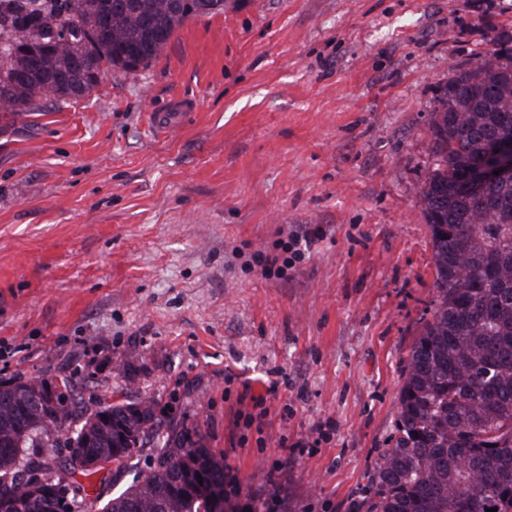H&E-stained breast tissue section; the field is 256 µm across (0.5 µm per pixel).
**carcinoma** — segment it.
<instances>
[{
    "instance_id": "cac0c4a2",
    "label": "carcinoma",
    "mask_w": 512,
    "mask_h": 512,
    "mask_svg": "<svg viewBox=\"0 0 512 512\" xmlns=\"http://www.w3.org/2000/svg\"><path fill=\"white\" fill-rule=\"evenodd\" d=\"M224 0H14L0 11V113L19 116L89 96L111 71L156 59L187 21ZM79 88L59 82L74 59ZM436 165L421 188L436 296L410 345L388 447L369 476L366 512H512V177L470 194L462 181L492 138L512 140V38L456 70L432 112ZM0 383V512H67L55 499L65 468L98 512H224V459L197 430L151 443L157 402L103 406L70 397L55 415L30 405L47 386ZM78 448L81 460L59 457ZM149 449L152 465L103 499L116 468ZM47 484L33 498L21 473Z\"/></svg>"
}]
</instances>
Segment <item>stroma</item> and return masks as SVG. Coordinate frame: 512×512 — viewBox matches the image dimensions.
Segmentation results:
<instances>
[{
    "instance_id": "obj_1",
    "label": "stroma",
    "mask_w": 512,
    "mask_h": 512,
    "mask_svg": "<svg viewBox=\"0 0 512 512\" xmlns=\"http://www.w3.org/2000/svg\"><path fill=\"white\" fill-rule=\"evenodd\" d=\"M498 34L512 0H230L91 96L0 116V380L89 366L83 396H153L223 458L226 512H361L433 312L436 97ZM302 244V239H294L291 243H284L280 245V248L282 250V253L288 254L291 253V256H285L282 257V253H276V254H260L261 256V262L264 265L265 270H272V269H280L281 266H278V263L281 260L282 266H287L288 262L294 258H299L302 254V250L300 248Z\"/></svg>"
}]
</instances>
